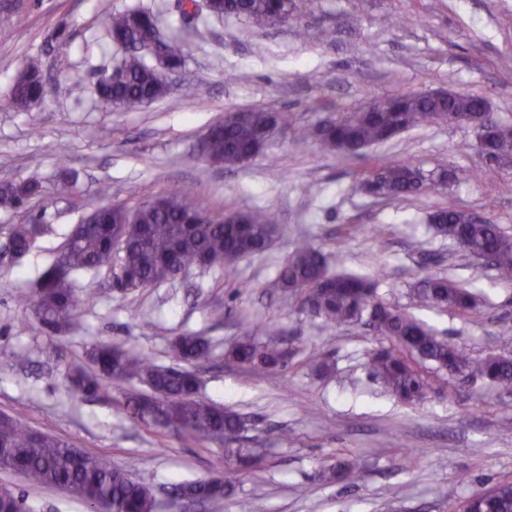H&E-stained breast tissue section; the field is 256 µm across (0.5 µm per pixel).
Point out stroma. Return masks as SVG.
<instances>
[{
	"label": "stroma",
	"instance_id": "stroma-1",
	"mask_svg": "<svg viewBox=\"0 0 512 512\" xmlns=\"http://www.w3.org/2000/svg\"><path fill=\"white\" fill-rule=\"evenodd\" d=\"M175 0H0V183L38 179L27 212L0 209V414L45 431L92 456L124 467L160 504L175 485L224 468V449L154 425L129 421L121 402L72 393L69 370L95 343L133 349L155 364L172 363L170 342L192 332L210 345L199 371L200 396L245 420L241 447L261 464L244 473L217 512H459L473 493L512 481V385L464 381L424 369L431 388L419 404L398 402L368 374V351L386 337L361 326L327 327L277 288V268L303 238L318 246L330 271L368 275L378 293L473 356L512 355V282L475 261L428 224L447 205L492 220L512 233V169L492 170L471 129L424 123L367 153L405 162L424 174L466 169V181L404 199L360 187L362 158L316 142L276 134L259 155L234 168L211 164L197 144L225 113L264 108L291 126H314L404 92L449 89L479 94L491 117L512 126V0H294V20L263 28L247 19L202 16L180 39L185 64L170 91L152 103L113 109L99 103L96 74L115 49L106 22L140 5L174 25ZM49 81L73 93L47 95L28 109L9 105V87L29 57ZM71 181L61 197L56 186ZM136 195H129V188ZM187 189L213 213L272 208L276 235L262 254L230 271L194 268L175 280L118 290L117 266L79 277L78 294L97 302L80 310L74 329L44 331L33 304L34 282L56 259L81 218L106 204L137 203ZM46 226L23 258L3 250L12 225L28 214ZM428 276H446L479 291L472 316L418 306L412 294ZM250 289H241V282ZM252 328L286 342L285 369L262 373L228 362L225 348ZM332 374L317 372L320 361ZM356 458L359 477L324 484L320 467ZM455 486L441 500L443 486ZM22 493L31 512H88L66 491L31 486L0 469V489Z\"/></svg>",
	"mask_w": 512,
	"mask_h": 512
}]
</instances>
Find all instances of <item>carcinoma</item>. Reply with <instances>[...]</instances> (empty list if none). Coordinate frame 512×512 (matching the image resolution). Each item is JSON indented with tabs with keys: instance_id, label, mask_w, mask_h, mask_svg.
<instances>
[{
	"instance_id": "1",
	"label": "carcinoma",
	"mask_w": 512,
	"mask_h": 512,
	"mask_svg": "<svg viewBox=\"0 0 512 512\" xmlns=\"http://www.w3.org/2000/svg\"><path fill=\"white\" fill-rule=\"evenodd\" d=\"M179 30L188 33L199 16L197 0H181L176 7ZM208 14L217 18L243 16L257 27L275 22L286 24L293 17L291 0H211ZM161 32L159 17L140 7H128L112 14L108 36L121 50L113 70L101 72L96 93L110 106L135 107L146 100L161 98L167 91L168 74L147 61L142 48ZM46 82L40 60L32 58L19 71L8 92L9 102L20 107L43 99ZM394 99L404 102V111L350 112L335 125L295 128L292 137L299 143L315 141L329 151L363 155V150L387 141L394 128L403 132L423 122L448 123V110L476 111L477 98L464 97L448 104L410 101L400 93ZM252 119L241 123L234 113L212 126L215 133L206 147L212 163L236 166L261 153L267 145L266 130L271 124L286 126L278 112L251 111ZM490 134L485 152L489 165L498 168L512 164V126L494 123L485 116ZM460 181V174L446 171L424 176L408 163L384 159L370 160L363 183L372 185L374 195L401 197L428 189H445ZM36 179L0 184V206L21 211L39 195ZM191 192H171L161 198L162 206L149 201L135 207L104 205L84 216L63 249L39 279L34 302L41 324L59 333L76 316L79 303L96 300L92 293L79 299L74 276L101 266L119 263L130 274L124 288H143L172 280L182 270L194 266L222 265L227 271L249 256L266 251L275 235L270 209L261 207L236 212L238 222L227 224L196 206L187 197ZM437 234L461 239L470 250L496 258L500 278L512 280V234L490 220L470 221V215L453 206L432 213ZM44 231L42 219L32 216L14 226L15 247L28 252ZM275 286L301 296L307 309L331 328L365 323L389 339L392 346L373 349L366 367L386 391L403 403L423 399L429 386L416 364L426 362L450 376H465L504 384L512 383V358L490 354L474 358L470 353L436 335L408 312L386 303L377 294L376 283L364 276L329 272L322 252L309 240L297 243L278 267ZM418 305L448 307L468 316L479 311L478 293L444 277H430L413 294ZM175 360L186 366H159L141 354L94 344L87 353V366L68 375L73 390L83 394L104 392L114 381L138 383L147 387V396H132L128 402L134 422L154 421L193 438L224 445L230 466L208 478L175 487V499L215 503L228 496L239 482L241 470L256 467L259 454L250 448H231L229 441L244 427L242 418L197 396L200 380L187 365H196L210 353L201 336L185 333L171 342ZM228 361L254 371L273 372L286 366L288 352L280 344L261 341L246 331L225 351ZM0 469L11 470L30 485L58 486L68 490L90 512H157L158 504L150 489L131 476L130 470L112 465L104 457L81 454L67 441L48 432L31 431L11 417L0 416ZM320 477L326 482L357 479L355 465L338 460L325 466ZM0 512H29L24 495L6 491L0 494ZM462 512H512V481L498 482L487 494L466 499Z\"/></svg>"
}]
</instances>
